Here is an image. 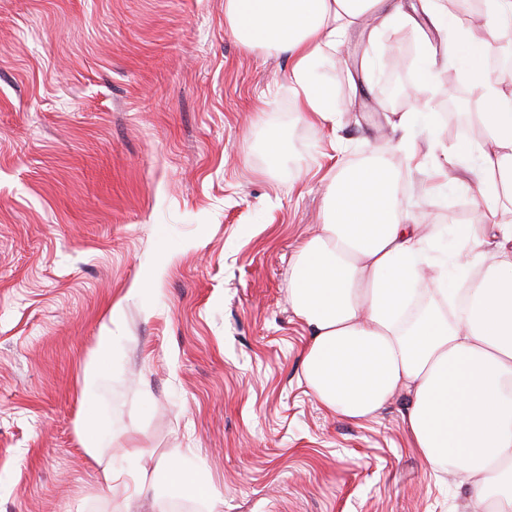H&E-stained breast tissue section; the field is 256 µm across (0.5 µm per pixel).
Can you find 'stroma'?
Instances as JSON below:
<instances>
[{"instance_id": "35a3bbf8", "label": "stroma", "mask_w": 512, "mask_h": 512, "mask_svg": "<svg viewBox=\"0 0 512 512\" xmlns=\"http://www.w3.org/2000/svg\"><path fill=\"white\" fill-rule=\"evenodd\" d=\"M401 2L413 23L322 59L331 128L296 112L287 54L225 30L224 0H0V512H124L82 454L87 415L114 464L142 451L140 512L174 497L197 512H462L402 402L359 422L320 406L288 304L289 264L346 166L385 158L429 229L487 222L441 118L445 64L424 109L414 82L389 102L377 80L440 40L420 27L426 0ZM114 303L124 326L86 400ZM171 458L190 482L168 477ZM122 322V309L120 304L117 303L110 308L108 314L103 319L99 336H97L96 348L84 368L82 393L86 397H90L94 392L101 367L112 350V342L115 337L112 336V326L114 324L119 326Z\"/></svg>"}]
</instances>
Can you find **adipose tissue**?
I'll return each instance as SVG.
<instances>
[{"mask_svg":"<svg viewBox=\"0 0 512 512\" xmlns=\"http://www.w3.org/2000/svg\"><path fill=\"white\" fill-rule=\"evenodd\" d=\"M403 21L399 0H224V26L241 44L289 54L297 109L320 125L337 118L317 77L324 53L352 29ZM436 23L444 37L427 43L426 64L441 54L461 79L480 80L478 136L460 151L477 155L492 249L463 229L465 244L452 259L434 256L387 165L367 160L327 181L325 221L290 265L288 302L310 332L301 375L319 403L358 420L405 398L404 428L424 464L454 467L459 486L486 512H512V224L495 220L512 204V93L481 69L482 40L451 15ZM122 322L113 305L84 368V396L94 392L112 328ZM81 431L105 483L131 488L126 512H138L145 484L129 486L126 472L104 459L91 417Z\"/></svg>","mask_w":512,"mask_h":512,"instance_id":"adipose-tissue-1","label":"adipose tissue"}]
</instances>
